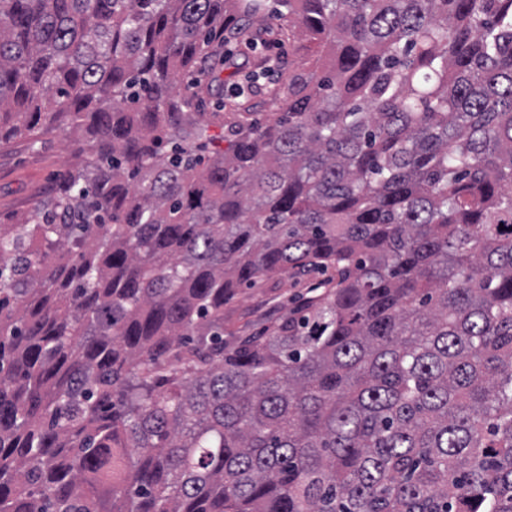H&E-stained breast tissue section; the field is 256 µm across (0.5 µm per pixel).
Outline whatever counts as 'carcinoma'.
<instances>
[{"instance_id":"1","label":"carcinoma","mask_w":512,"mask_h":512,"mask_svg":"<svg viewBox=\"0 0 512 512\" xmlns=\"http://www.w3.org/2000/svg\"><path fill=\"white\" fill-rule=\"evenodd\" d=\"M257 21L309 64L221 148L177 79ZM63 114L0 224V512H512V0H0V140ZM67 127L60 121L35 137L0 142V224L30 212L52 194L60 172L83 160ZM305 277L297 284L281 282L276 278L264 279L251 288H244L229 304L224 305V330L247 336L262 325L288 311L287 299L293 295L306 293V286L318 279ZM281 288L272 293L271 289Z\"/></svg>"}]
</instances>
